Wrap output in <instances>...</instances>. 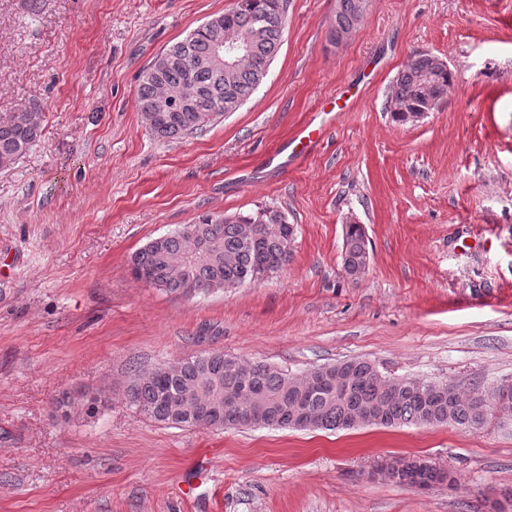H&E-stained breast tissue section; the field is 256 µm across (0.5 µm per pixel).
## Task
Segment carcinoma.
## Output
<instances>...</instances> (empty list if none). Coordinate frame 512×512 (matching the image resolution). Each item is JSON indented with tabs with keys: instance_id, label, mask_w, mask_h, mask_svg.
I'll use <instances>...</instances> for the list:
<instances>
[{
	"instance_id": "cac0c4a2",
	"label": "carcinoma",
	"mask_w": 512,
	"mask_h": 512,
	"mask_svg": "<svg viewBox=\"0 0 512 512\" xmlns=\"http://www.w3.org/2000/svg\"><path fill=\"white\" fill-rule=\"evenodd\" d=\"M361 0H340L331 26L336 41L360 17ZM288 0H236L235 7L218 15L219 23L203 24L184 39L163 50L145 68L138 86L139 110L149 132L158 139H174L206 126L202 114L212 106L234 112L262 83L279 52ZM233 29L249 41V52L231 70L213 66L215 45L224 30ZM453 78L438 70L427 53L415 54L398 74L391 99L422 105L451 88ZM175 94L181 107L154 119L160 92ZM42 112L34 107L22 114L0 115V160L24 154L41 133ZM296 228L279 210L266 207L251 214L204 213L192 224L158 237L132 258V274L167 294L190 295L235 288L275 273L288 264ZM366 237L359 224H348L342 254L343 266L352 273L363 262ZM348 375L347 391L323 384L307 391L305 378H296L260 362L245 363L212 351L178 358L168 372L156 368L138 375L131 399L148 418L181 427H266L300 430L351 429L359 412L367 426L400 427L452 425L480 428L486 423L484 400L493 391H462L451 383L412 377L393 386L376 365L351 359L317 367L333 377L336 367ZM236 393L257 408L251 419L239 420L224 411V397ZM104 405L100 396L83 394L59 402L64 418L74 408L87 416Z\"/></svg>"
}]
</instances>
